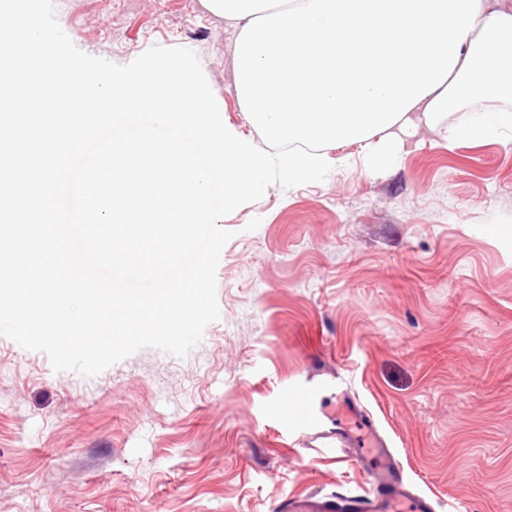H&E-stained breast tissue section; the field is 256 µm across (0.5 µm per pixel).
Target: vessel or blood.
I'll use <instances>...</instances> for the list:
<instances>
[{
	"label": "vessel or blood",
	"instance_id": "obj_1",
	"mask_svg": "<svg viewBox=\"0 0 512 512\" xmlns=\"http://www.w3.org/2000/svg\"><path fill=\"white\" fill-rule=\"evenodd\" d=\"M334 377L305 378L278 404L274 415L282 432L307 437L320 447L351 458L368 476L364 493L336 491L328 495L285 497L275 512H437L434 494L418 488L397 463L373 416L356 402H345L350 422L328 425L320 391L332 387Z\"/></svg>",
	"mask_w": 512,
	"mask_h": 512
}]
</instances>
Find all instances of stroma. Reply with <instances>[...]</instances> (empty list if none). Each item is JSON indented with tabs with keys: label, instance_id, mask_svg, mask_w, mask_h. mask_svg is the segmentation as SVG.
<instances>
[{
	"label": "stroma",
	"instance_id": "1",
	"mask_svg": "<svg viewBox=\"0 0 512 512\" xmlns=\"http://www.w3.org/2000/svg\"><path fill=\"white\" fill-rule=\"evenodd\" d=\"M81 51L200 59L222 117L235 26L202 0H53ZM219 320L185 358L144 349L94 377L0 335V512H272L358 491L347 458L294 444L267 409L326 350L345 392L445 512H512V137L421 128L382 173L338 165L221 221Z\"/></svg>",
	"mask_w": 512,
	"mask_h": 512
}]
</instances>
